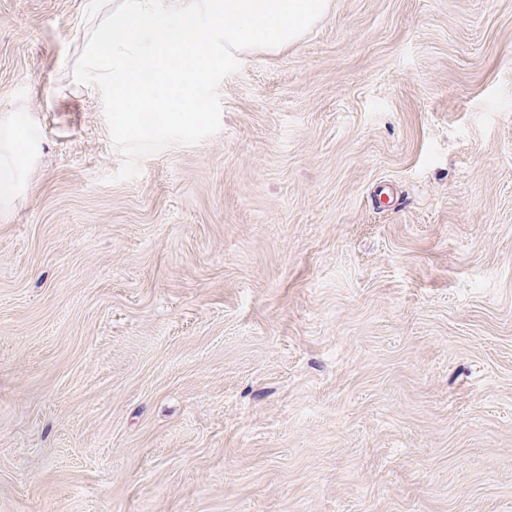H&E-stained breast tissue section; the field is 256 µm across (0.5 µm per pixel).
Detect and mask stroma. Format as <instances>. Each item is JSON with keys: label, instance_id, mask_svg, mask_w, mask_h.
I'll return each instance as SVG.
<instances>
[{"label": "stroma", "instance_id": "obj_1", "mask_svg": "<svg viewBox=\"0 0 512 512\" xmlns=\"http://www.w3.org/2000/svg\"><path fill=\"white\" fill-rule=\"evenodd\" d=\"M88 0H0V512H512V0H331L121 156ZM36 127L35 118L33 117V113L30 109L24 108V109H18L16 112H9L8 120L6 123H0V131L2 132V128H4L5 135L7 133H10V137L7 140H5L6 148L7 150L9 148L13 147V139L12 135L13 132L17 129H24V130H34Z\"/></svg>", "mask_w": 512, "mask_h": 512}]
</instances>
